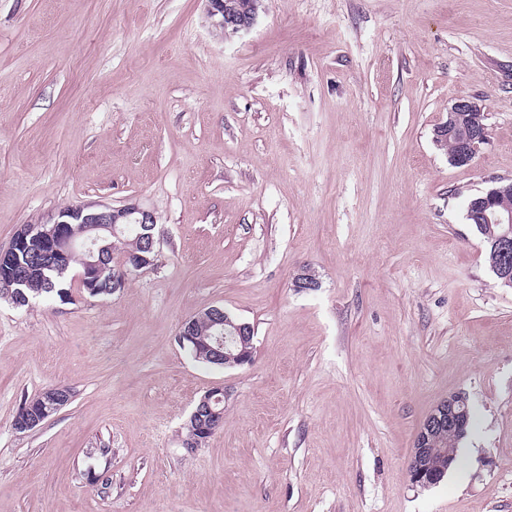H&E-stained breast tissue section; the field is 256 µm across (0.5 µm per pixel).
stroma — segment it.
I'll return each instance as SVG.
<instances>
[{
  "instance_id": "1",
  "label": "stroma",
  "mask_w": 512,
  "mask_h": 512,
  "mask_svg": "<svg viewBox=\"0 0 512 512\" xmlns=\"http://www.w3.org/2000/svg\"><path fill=\"white\" fill-rule=\"evenodd\" d=\"M487 109L466 166L434 141ZM512 180V0H0V249L81 204L157 219V267L108 297L0 299V512H512V288L466 202ZM320 286L299 292L302 267ZM221 306L251 363L176 341ZM224 427L184 425L212 387ZM71 401L19 432L49 387ZM463 392L465 480L412 485ZM108 446V455L98 452ZM207 2V17L215 30L222 29L224 35L234 36L247 32L254 25L261 1L241 4L239 0H204ZM485 106L468 98L458 99L448 110V121L435 129L434 141L455 140L456 153L451 143L443 146L453 161L470 164L488 138ZM467 414V425L450 431L446 430L463 424ZM472 419L471 407L469 404L468 412V401L464 394L451 395L435 406L420 426L415 448H412L408 467L412 484L429 486L438 481L431 467V459L437 448H444V453L434 459L433 465L436 470L442 471L443 478L446 476L448 469L456 461L458 445L468 432ZM430 435H432L429 441L431 448H428L426 441L429 440Z\"/></svg>"
}]
</instances>
